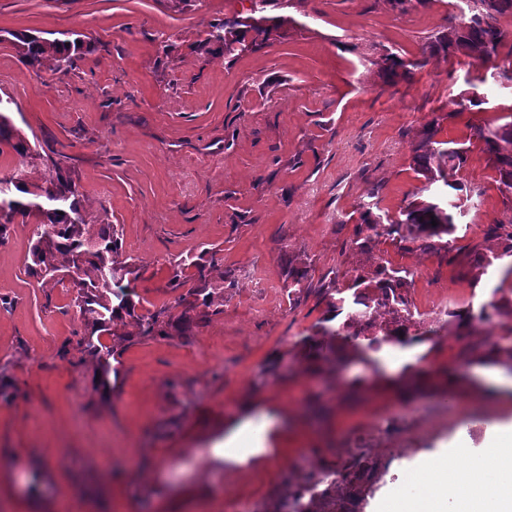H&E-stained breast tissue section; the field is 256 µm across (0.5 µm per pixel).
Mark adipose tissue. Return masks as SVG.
I'll return each mask as SVG.
<instances>
[{"instance_id": "obj_1", "label": "adipose tissue", "mask_w": 512, "mask_h": 512, "mask_svg": "<svg viewBox=\"0 0 512 512\" xmlns=\"http://www.w3.org/2000/svg\"><path fill=\"white\" fill-rule=\"evenodd\" d=\"M269 425L264 418L247 437L225 438V460L244 464L265 459ZM449 453L468 458V465L459 468L443 459L407 468L381 512H512V421L498 425L480 452L458 438Z\"/></svg>"}]
</instances>
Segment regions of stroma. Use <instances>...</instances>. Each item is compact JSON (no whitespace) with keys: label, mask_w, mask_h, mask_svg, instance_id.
<instances>
[{"label":"stroma","mask_w":512,"mask_h":512,"mask_svg":"<svg viewBox=\"0 0 512 512\" xmlns=\"http://www.w3.org/2000/svg\"><path fill=\"white\" fill-rule=\"evenodd\" d=\"M241 0H0V97L40 153L71 155L89 220L115 224L133 259L136 312L181 313L180 260L204 259L224 305L185 336L142 338L134 325L112 346L109 388L82 337L72 289L27 272L33 227L0 238V512H224L255 502L279 512L321 470L361 455L373 479L349 496L375 512L402 471L451 440L481 450L512 420V391L490 397L467 363L512 318L457 325L452 310L480 312L502 265L476 274L484 226L512 220V200L475 139L512 114V55L498 77L438 57L408 82L383 83L385 51L411 58L461 19L458 0H293L284 31L237 58L201 52L208 25ZM83 35L89 49L67 74L33 72L7 32ZM482 107L456 111L466 77ZM466 143L457 173L468 199L450 238L453 262L379 240L372 256L350 247L360 207L378 189L397 213L423 187L412 168L421 131ZM311 262L314 279H345L383 258L413 275L415 330L429 335L411 359L429 393L405 398L381 362L351 358L322 370L297 361L259 381L262 365L325 316L317 296L293 303L283 259ZM231 272V283L221 275ZM267 414L278 465H235L225 436Z\"/></svg>","instance_id":"1"}]
</instances>
